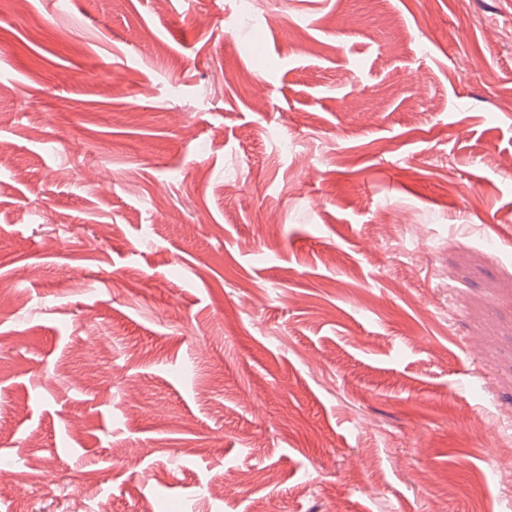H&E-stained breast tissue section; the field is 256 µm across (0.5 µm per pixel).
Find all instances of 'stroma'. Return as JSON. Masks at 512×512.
<instances>
[{
  "mask_svg": "<svg viewBox=\"0 0 512 512\" xmlns=\"http://www.w3.org/2000/svg\"><path fill=\"white\" fill-rule=\"evenodd\" d=\"M1 464L512 512V0H0Z\"/></svg>",
  "mask_w": 512,
  "mask_h": 512,
  "instance_id": "stroma-1",
  "label": "stroma"
}]
</instances>
